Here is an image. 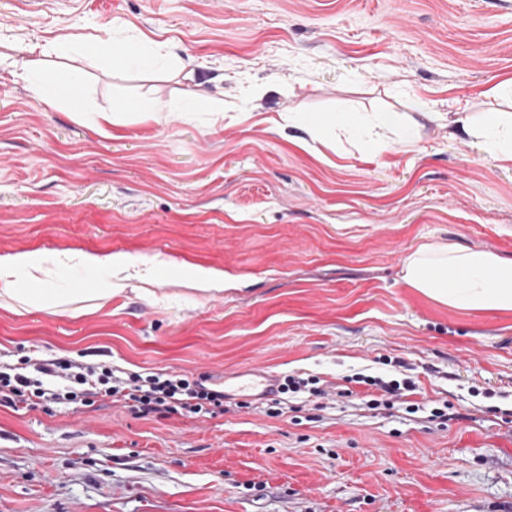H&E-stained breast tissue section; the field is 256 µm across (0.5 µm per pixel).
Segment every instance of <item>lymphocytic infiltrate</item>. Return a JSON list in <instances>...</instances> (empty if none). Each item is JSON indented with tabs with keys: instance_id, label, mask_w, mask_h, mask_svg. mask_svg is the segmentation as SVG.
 I'll return each instance as SVG.
<instances>
[{
	"instance_id": "lymphocytic-infiltrate-1",
	"label": "lymphocytic infiltrate",
	"mask_w": 512,
	"mask_h": 512,
	"mask_svg": "<svg viewBox=\"0 0 512 512\" xmlns=\"http://www.w3.org/2000/svg\"><path fill=\"white\" fill-rule=\"evenodd\" d=\"M26 372L0 362V402L9 405L42 403L90 406L96 401L122 397L131 400L141 415L201 412L224 407L222 392L205 388L183 374L117 375L105 363L27 357Z\"/></svg>"
}]
</instances>
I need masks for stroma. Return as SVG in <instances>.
I'll return each instance as SVG.
<instances>
[{"instance_id":"1","label":"stroma","mask_w":512,"mask_h":512,"mask_svg":"<svg viewBox=\"0 0 512 512\" xmlns=\"http://www.w3.org/2000/svg\"><path fill=\"white\" fill-rule=\"evenodd\" d=\"M130 38L186 68L113 69ZM1 56L0 254L174 265L153 284L163 306L128 290L77 318L0 308V355L216 390L261 368L329 395L228 397L199 417L0 404V512H512V313L451 309L401 278L423 243L512 259V167L448 130L512 113L496 93L512 0H0ZM29 61L71 71L88 111L149 98L160 119L100 130L44 107L18 76ZM378 112L419 139L373 127ZM179 263L223 269L224 294L189 289ZM357 373L412 379L419 411L369 408Z\"/></svg>"}]
</instances>
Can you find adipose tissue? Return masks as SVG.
Wrapping results in <instances>:
<instances>
[{
	"mask_svg": "<svg viewBox=\"0 0 512 512\" xmlns=\"http://www.w3.org/2000/svg\"><path fill=\"white\" fill-rule=\"evenodd\" d=\"M22 76L33 96L46 106L67 105L74 114L97 126L115 119L111 112L85 111L83 90L69 73H46L30 65L24 67ZM481 137L484 150L493 160L512 166V120L488 117ZM54 266L96 275L104 285L80 295L71 288L52 287L50 269ZM168 266V259L159 254L135 260L122 254L81 249H64L49 257L37 251L0 255V307L21 315L33 309L54 313L64 306L70 316L80 317L121 294L130 280L144 283L145 296L154 302L158 295L149 283ZM402 279L443 306L465 312H512V260L490 251L424 243L404 258Z\"/></svg>",
	"mask_w": 512,
	"mask_h": 512,
	"instance_id": "obj_1",
	"label": "adipose tissue"
}]
</instances>
